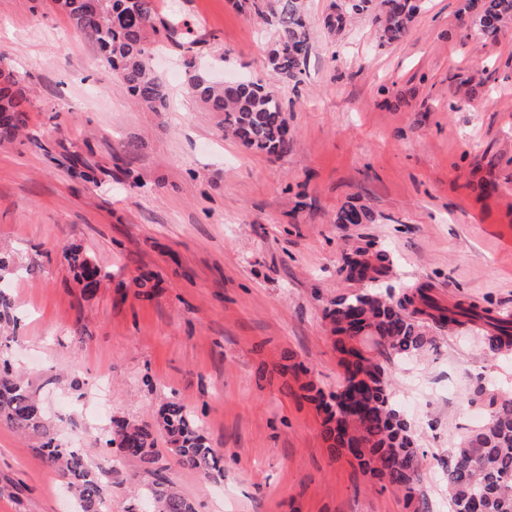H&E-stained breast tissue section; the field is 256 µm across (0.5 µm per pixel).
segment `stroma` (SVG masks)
Segmentation results:
<instances>
[{"label": "stroma", "instance_id": "1", "mask_svg": "<svg viewBox=\"0 0 512 512\" xmlns=\"http://www.w3.org/2000/svg\"><path fill=\"white\" fill-rule=\"evenodd\" d=\"M341 2L305 0L310 52L300 83L280 89L294 148L273 159L186 92L194 65L265 71L271 26L228 0H156L159 20L181 21L155 52L170 92L160 113L131 103L51 0H0V64L28 97L26 129L0 143L13 259L0 335L56 438L87 457L106 512H146L165 480L195 512H410L332 453L299 397L300 382L328 393L342 381L325 309L349 288L344 249L383 244L399 283L512 312V28L466 41L465 0H426L383 46L365 16L325 28ZM489 171L499 187L479 195ZM349 204L372 222L337 223ZM73 248L100 272L93 292L73 278ZM388 372L422 456L417 493L449 512L451 451L484 417L470 393L480 380L512 392V357L457 331ZM172 400L223 457L209 476L164 447L147 465L98 446L110 417L149 422ZM38 444L0 427V512H68Z\"/></svg>", "mask_w": 512, "mask_h": 512}]
</instances>
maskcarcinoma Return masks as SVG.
Wrapping results in <instances>:
<instances>
[{"mask_svg":"<svg viewBox=\"0 0 512 512\" xmlns=\"http://www.w3.org/2000/svg\"><path fill=\"white\" fill-rule=\"evenodd\" d=\"M155 0H53L74 32L91 43L107 63L122 89L147 112H166L169 90L151 66L150 30ZM233 8L269 23L274 40L266 57L267 76H251L245 87L212 83L202 70L188 78L187 93L220 119L224 132L243 147L283 157L294 147L275 83L300 81L301 65L309 52L308 17L304 0H229ZM421 0H350L348 8L326 18L325 25L341 31L351 16H367L377 25L380 45L399 42L409 33ZM473 11L468 36L494 40L512 24V0H468ZM27 94L13 71L0 69V142L15 139L26 126ZM372 220L363 206L349 205L336 214L338 224ZM84 289L98 281V268L78 250L66 256ZM395 259L384 247L369 243L353 247L342 257L340 272L348 282L367 279V287L344 295L326 309L335 337L344 379L357 382V410L345 416L342 408L324 404L322 436L340 455L352 449L362 472L404 495L413 512L416 502L418 449L407 421L392 403L387 363L414 358L434 342L429 330L472 328L492 356L512 354V314L477 301L442 305L425 283L408 292L394 291ZM471 402L484 411L483 422L468 430L452 449L446 471L452 512H512V396L477 383ZM0 425L21 435L41 438L42 460L56 469L74 490L78 512H103L101 486L82 453L56 442L29 382L7 358H0ZM166 439L178 463L208 476L220 455L210 447L198 418L178 401H170L151 423L110 419L105 445L145 463L157 461V436ZM155 512H194L191 502L159 483L151 491Z\"/></svg>","mask_w":512,"mask_h":512,"instance_id":"carcinoma-1","label":"carcinoma"}]
</instances>
